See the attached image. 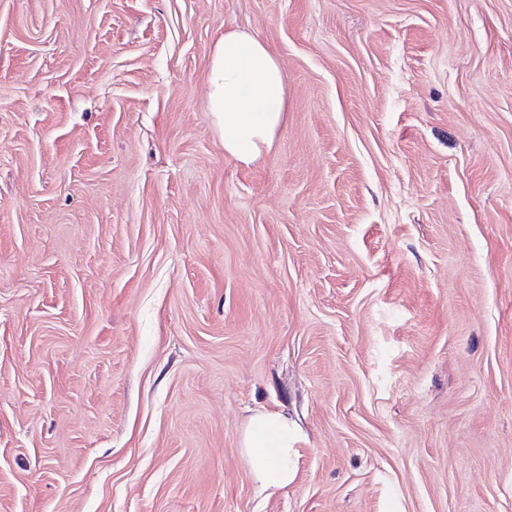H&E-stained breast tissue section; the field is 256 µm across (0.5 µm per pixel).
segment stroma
<instances>
[{
    "instance_id": "35a3bbf8",
    "label": "stroma",
    "mask_w": 512,
    "mask_h": 512,
    "mask_svg": "<svg viewBox=\"0 0 512 512\" xmlns=\"http://www.w3.org/2000/svg\"><path fill=\"white\" fill-rule=\"evenodd\" d=\"M0 512H512V0H0ZM209 105L224 153L250 166L285 122L286 88L278 58L257 37L224 31L209 66ZM303 441V434L286 414L260 409L249 417L239 446L259 485L280 489L295 477Z\"/></svg>"
}]
</instances>
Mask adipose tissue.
Segmentation results:
<instances>
[{
  "label": "adipose tissue",
  "instance_id": "1",
  "mask_svg": "<svg viewBox=\"0 0 512 512\" xmlns=\"http://www.w3.org/2000/svg\"><path fill=\"white\" fill-rule=\"evenodd\" d=\"M208 81L225 155L244 166L256 163L285 122L286 88L278 58L257 37L228 30L212 52ZM303 440L286 414L260 409L249 417L239 446L259 485L280 489L295 477Z\"/></svg>",
  "mask_w": 512,
  "mask_h": 512
}]
</instances>
